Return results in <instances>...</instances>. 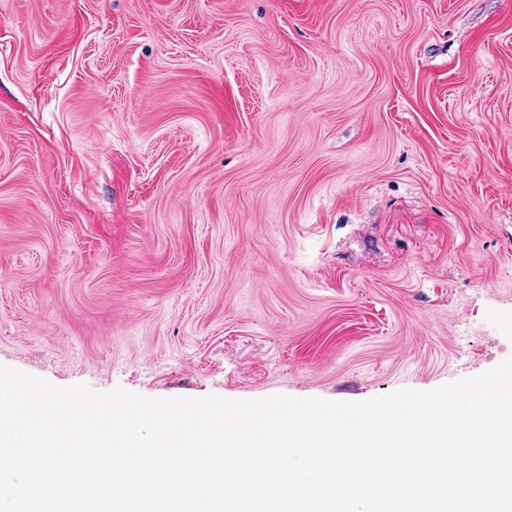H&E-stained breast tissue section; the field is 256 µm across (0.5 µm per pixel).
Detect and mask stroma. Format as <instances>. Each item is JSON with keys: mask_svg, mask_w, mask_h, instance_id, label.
I'll list each match as a JSON object with an SVG mask.
<instances>
[{"mask_svg": "<svg viewBox=\"0 0 512 512\" xmlns=\"http://www.w3.org/2000/svg\"><path fill=\"white\" fill-rule=\"evenodd\" d=\"M512 358V0H0V365L364 400Z\"/></svg>", "mask_w": 512, "mask_h": 512, "instance_id": "obj_1", "label": "stroma"}]
</instances>
